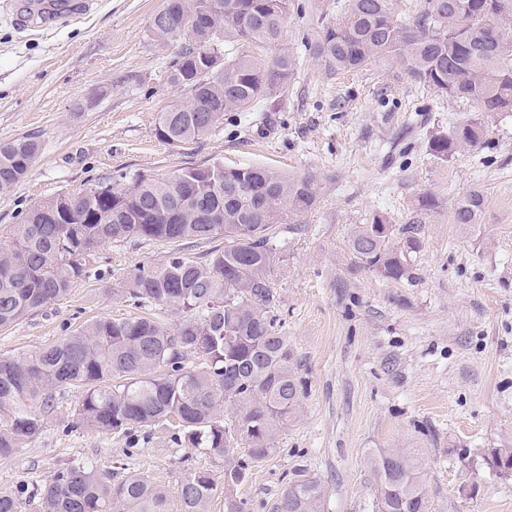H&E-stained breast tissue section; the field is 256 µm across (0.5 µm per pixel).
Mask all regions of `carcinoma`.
<instances>
[{"label": "carcinoma", "mask_w": 512, "mask_h": 512, "mask_svg": "<svg viewBox=\"0 0 512 512\" xmlns=\"http://www.w3.org/2000/svg\"><path fill=\"white\" fill-rule=\"evenodd\" d=\"M297 0H165L151 19L162 44L182 41L169 61L175 98L157 113L158 140L189 146L259 99L281 94L299 58L282 43ZM206 18L204 37L187 28ZM264 44L259 60L243 48ZM331 74L354 73L391 60L413 82L442 97L475 103L492 119L512 112V0H346L339 18L325 17L303 44ZM485 123L464 122L433 139L432 154L448 159L481 143ZM41 146L33 138L0 144V191L29 172ZM188 166L168 179L116 176L34 205L0 246V328L62 300L86 277L106 243H196L224 239L199 260L170 252L160 264L140 263L112 295L135 307L153 305L180 318L99 317L60 341L23 357L0 356V460L42 432L57 396L83 388L78 424L129 441L151 443L165 429L178 447L226 458L224 492L239 486L249 464L275 451V438L295 418L305 395L300 361L277 316L271 278L287 241L282 224H301L319 184L262 166ZM485 196L459 199L452 221L480 227ZM415 218L398 228L381 216L357 225L349 248L358 262L386 280L414 278L421 248ZM243 444L247 459L229 458ZM377 479L376 512H428L421 464L392 449L369 458ZM218 486L206 470L181 484L179 512H210ZM324 488L303 476L288 483L280 512H320ZM38 512H172L165 489L138 474L103 472L92 462L63 467L44 482L0 491V512L20 501Z\"/></svg>", "instance_id": "carcinoma-1"}]
</instances>
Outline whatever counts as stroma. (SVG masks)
<instances>
[{
    "mask_svg": "<svg viewBox=\"0 0 512 512\" xmlns=\"http://www.w3.org/2000/svg\"><path fill=\"white\" fill-rule=\"evenodd\" d=\"M163 0H94L78 18L38 17V0H0V143L23 137L41 150L28 175L0 192V236L36 202L126 173L169 178L215 161L266 166L317 179L320 193L273 275L278 316L301 362V411L275 451L252 464L234 490L250 512H277L291 479L325 489L321 512H374L369 457L416 454L428 512H512V478L489 470V449L512 446V114L489 124L482 143L450 159L433 137L477 118L476 104L411 82L391 62L353 75L302 57L283 98L246 112L186 148L159 141L154 122L174 96L167 80L174 45L150 21ZM482 192L479 230L451 221L458 199ZM437 206L422 226L412 280L378 278L348 248L351 229L372 215L396 225L419 197ZM170 245L108 243L89 277L61 301L0 329V355L25 356L80 323L132 314L111 289L136 263H164ZM83 391L68 388L41 435L0 461V490L44 481L93 461L125 465L178 503L190 470L224 477V461L172 446L166 431L127 449L77 425Z\"/></svg>",
    "mask_w": 512,
    "mask_h": 512,
    "instance_id": "1",
    "label": "stroma"
}]
</instances>
